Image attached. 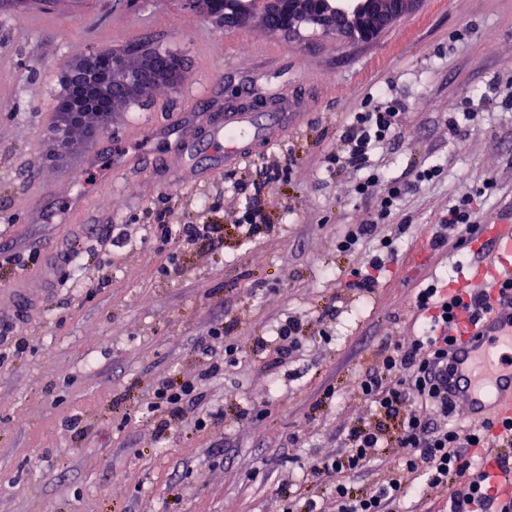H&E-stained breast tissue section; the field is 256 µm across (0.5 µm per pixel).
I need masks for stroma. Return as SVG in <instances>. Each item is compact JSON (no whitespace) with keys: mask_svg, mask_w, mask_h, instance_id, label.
Here are the masks:
<instances>
[{"mask_svg":"<svg viewBox=\"0 0 512 512\" xmlns=\"http://www.w3.org/2000/svg\"><path fill=\"white\" fill-rule=\"evenodd\" d=\"M133 41L181 57L177 87L112 113L97 163L87 164L86 143L58 153L51 130L67 64L89 48ZM274 90L307 105L264 152L231 169L203 136L188 156L175 152L165 128L186 99L204 97L209 112L229 101L249 110ZM392 100L403 112L402 139L378 150L374 167L392 182L430 164L441 174L381 225L397 234V257L373 292H359L346 283L377 243L343 254L336 233L368 223L373 210L353 192L359 172L327 168L326 157L343 153L337 132L351 113ZM465 111L461 138L449 139V118ZM137 155L149 166L110 187L115 160ZM276 165L287 171L266 186L262 204L278 230L241 242L233 226L245 196L236 185ZM487 173L496 186L481 200L486 224L512 211V0H416L367 43L309 27L288 36L258 18L229 28L183 0H0V227L25 237L18 253L0 251V308L20 274L44 266L40 242L58 240L53 293L0 341V512H308L312 504L336 512V475L313 477L309 468L341 452L348 427L371 420L352 383L382 341L414 335L416 289L458 281L470 268L468 250L431 246V227ZM67 184L89 197L80 216L61 191ZM39 186L51 194L41 223L31 224L26 197ZM164 195L168 223L223 225V247L160 248L143 210ZM116 224L127 230L117 245ZM173 259L180 272L169 277ZM105 276L110 286L98 287ZM290 316L303 332L288 363L255 353L256 339ZM233 317L237 330L202 356L198 341ZM228 344L235 362L207 377ZM198 378L194 413L159 432L147 409L156 386ZM216 410L220 424L195 426ZM73 416L85 434L68 427ZM398 465L397 449L382 451L350 478L353 492ZM399 473L422 489L399 512H440L441 488Z\"/></svg>","mask_w":512,"mask_h":512,"instance_id":"35a3bbf8","label":"stroma"}]
</instances>
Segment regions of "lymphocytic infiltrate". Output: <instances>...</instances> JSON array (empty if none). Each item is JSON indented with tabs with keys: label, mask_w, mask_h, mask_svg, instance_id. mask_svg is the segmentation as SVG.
Listing matches in <instances>:
<instances>
[{
	"label": "lymphocytic infiltrate",
	"mask_w": 512,
	"mask_h": 512,
	"mask_svg": "<svg viewBox=\"0 0 512 512\" xmlns=\"http://www.w3.org/2000/svg\"><path fill=\"white\" fill-rule=\"evenodd\" d=\"M400 136L401 114L396 106L356 112L339 131L346 155L329 159L330 164L345 163L362 171L364 177L355 191L361 198L373 200L376 222L348 225L336 244L338 251L346 253L354 251L360 240L378 239L380 254L368 261L365 271H354L349 282L350 287L367 292L374 290L395 256L393 239L380 235V224L393 218L413 183L432 181L441 173L438 166H424L416 171L413 181L389 183L382 194L371 196L381 175L371 169L370 155ZM143 214L156 242L163 247L174 240L212 245L224 239L220 224H182L175 228L166 221V209L154 204L147 206ZM481 232L478 196L469 192L457 197L441 223L433 225L431 244L438 247L449 243L454 249H465ZM414 307L424 315L426 331L404 345L381 343L375 354V367L356 383L358 394L373 408V421L352 425L343 439V452L336 458L316 462L310 472L315 476L354 475L365 470L381 450L398 448L402 451L403 470H422L426 486L447 489L448 512H489L496 497L488 470L512 469V433L502 430L493 419L478 427L453 423L455 405L448 397V348L454 342L448 330L457 310L464 308L476 316L483 303L477 297L463 299L436 282L418 289ZM198 389V383L190 380L163 381L154 390L148 407L168 413L173 419L183 417L191 403L199 400ZM408 492L395 473L362 495L352 494L341 482L336 486L337 512H392L393 505Z\"/></svg>",
	"instance_id": "lymphocytic-infiltrate-1"
}]
</instances>
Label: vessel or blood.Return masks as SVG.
Returning a JSON list of instances; mask_svg holds the SVG:
<instances>
[{"label": "vessel or blood", "mask_w": 512, "mask_h": 512, "mask_svg": "<svg viewBox=\"0 0 512 512\" xmlns=\"http://www.w3.org/2000/svg\"><path fill=\"white\" fill-rule=\"evenodd\" d=\"M271 113L260 120L256 113L230 110L217 125H210L211 143L224 148V165L233 167L246 156L259 152L279 139L292 123L303 103L301 99L273 96ZM174 140L177 151H186L195 130L209 125V116L196 103L183 108ZM483 240L495 245L493 258L485 265L471 269L464 282L454 284L457 293L465 292L467 284H480L488 293L491 307L477 323L461 319L450 333L456 338L448 354L453 373L448 378V392L455 404L464 406L469 418L487 417L512 422V297H502L503 283H512V222L500 220L485 226ZM15 315L31 312L36 306L39 288H26L15 283Z\"/></svg>", "instance_id": "vessel-or-blood-1"}]
</instances>
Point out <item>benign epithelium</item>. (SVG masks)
<instances>
[{"mask_svg":"<svg viewBox=\"0 0 512 512\" xmlns=\"http://www.w3.org/2000/svg\"><path fill=\"white\" fill-rule=\"evenodd\" d=\"M415 0H192L208 13L224 17V23L237 25L259 17L273 32H292L303 25L327 35H338L356 42H370L405 16ZM138 61L127 64L125 50L89 52L69 64L63 76V92L57 98L62 130L53 142L68 150L73 142L66 129L81 123L84 110L94 106L112 112L115 104L129 102L149 87L177 85L178 71L165 70L156 63L154 48L137 47Z\"/></svg>","mask_w":512,"mask_h":512,"instance_id":"obj_1","label":"benign epithelium"}]
</instances>
